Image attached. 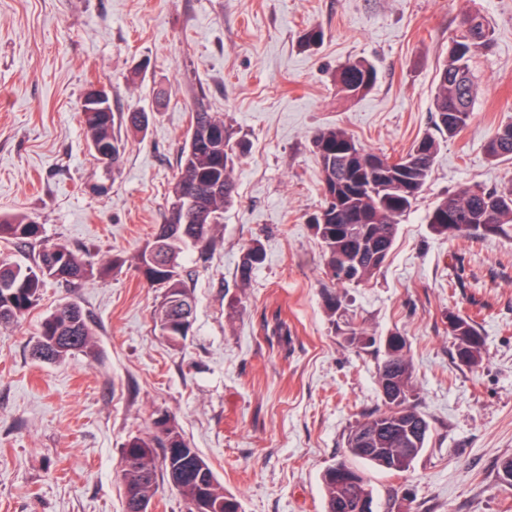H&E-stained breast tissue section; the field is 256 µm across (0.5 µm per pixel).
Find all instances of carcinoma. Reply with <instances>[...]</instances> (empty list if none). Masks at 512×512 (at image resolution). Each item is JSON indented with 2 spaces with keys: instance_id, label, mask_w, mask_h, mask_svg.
<instances>
[{
  "instance_id": "carcinoma-1",
  "label": "carcinoma",
  "mask_w": 512,
  "mask_h": 512,
  "mask_svg": "<svg viewBox=\"0 0 512 512\" xmlns=\"http://www.w3.org/2000/svg\"><path fill=\"white\" fill-rule=\"evenodd\" d=\"M491 44V28L486 18L478 13L462 15L458 33L448 45V59L436 74L434 128L416 139L409 152L401 157L411 162L405 182L383 181L372 171L351 170L336 162V150L346 142L353 145L364 162L375 156L346 130L324 127L313 134L322 184H339L342 191L341 209L324 202L320 210L328 220L313 224L326 268L336 285L359 287L380 271L385 260H366L352 278H336V263L343 262V257L357 248L342 230L351 224L365 226L370 234L367 243L389 254L401 218L411 211L422 192L441 143L457 137L472 119L479 86L471 62ZM377 78L376 67L358 59L339 66L336 85L341 92L358 97L369 92ZM80 117L90 147L111 150L114 165L121 157V141L115 125L125 123L142 130L148 123L147 113L141 110L116 114L90 108L81 112ZM214 126L224 127V138L212 139L210 130ZM244 148L245 141L235 138L224 126L223 116L206 109L194 110L164 222L153 240L139 251L135 263L138 275L150 287L161 290L154 322L160 335L169 342L177 343L185 338L170 331V327L193 316L194 310L191 290L181 273L184 250L210 244L216 225L224 219V209L233 202V173ZM486 152L493 161L512 160V121L492 134ZM427 223L436 234L448 238L472 231L482 238L512 241V180L493 189L475 185L460 187L435 205L427 215ZM0 241H21L37 247L26 266L0 258V326L16 323L35 309L46 280L79 283L102 277L125 263L121 257L114 256L98 264L63 244L47 243L42 237V226L26 214L0 216ZM262 261L260 245L247 248L238 266L240 278L249 279ZM324 301L332 323L344 326L349 344L363 349L375 343L374 337L366 335L364 329L348 318L345 296L328 292ZM448 332L456 341L458 360L466 365L475 363L484 339L472 320L450 313ZM93 346V334L81 309L73 303L58 306L40 324L36 352L45 361H60ZM377 385L381 408L368 414L347 434V459L329 466L322 474L324 512H363L364 505L374 503L371 484L359 464L402 472L425 448L430 425L411 403L412 364L407 356L406 339L398 334L384 340ZM160 477L180 491L185 512H241L239 502L224 492L211 466L189 445L167 412H160L153 419L150 435L132 436L122 446L120 480L125 512L148 508Z\"/></svg>"
}]
</instances>
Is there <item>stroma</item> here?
<instances>
[{
    "label": "stroma",
    "instance_id": "35a3bbf8",
    "mask_svg": "<svg viewBox=\"0 0 512 512\" xmlns=\"http://www.w3.org/2000/svg\"><path fill=\"white\" fill-rule=\"evenodd\" d=\"M467 10L493 32L473 61V117L442 145L381 270L346 295L368 334L405 337L431 427L409 470L369 469L376 512H512L500 470L512 457V244L449 239L426 222L458 188L512 179V161L486 155L512 119V0H0V215L28 213L48 242L125 261L75 287L47 281L37 308L0 328V512H124L121 448L158 410L242 512H323L322 472L380 404V354L349 347L325 307L337 286L306 222L323 202L312 135L337 126L404 156L432 127L436 70ZM313 27L322 41L302 47ZM355 59L378 80L348 98L336 71ZM96 82L113 112L150 116L147 130L122 129L113 167L80 123ZM199 103L246 153L209 247L183 257L195 313L174 344L155 327L159 291L134 264L164 221ZM255 243L266 259L245 283L237 266ZM64 301L81 307L95 345L40 361L39 324ZM277 313L289 341L271 334ZM452 313L485 339L474 365L456 356Z\"/></svg>",
    "mask_w": 512,
    "mask_h": 512
}]
</instances>
